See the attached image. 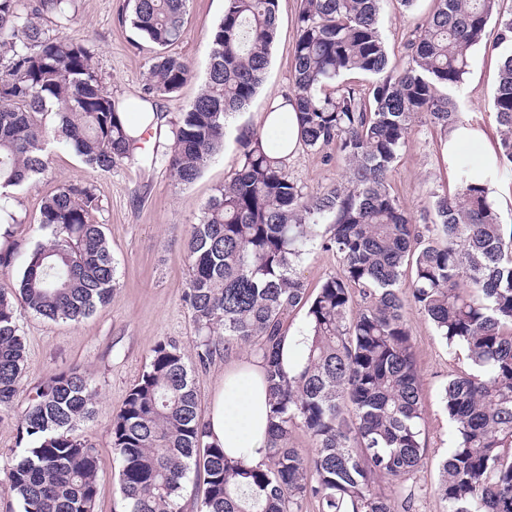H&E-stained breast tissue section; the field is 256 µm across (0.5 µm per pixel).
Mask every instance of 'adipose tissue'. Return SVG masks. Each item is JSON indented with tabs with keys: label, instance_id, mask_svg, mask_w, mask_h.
<instances>
[{
	"label": "adipose tissue",
	"instance_id": "ef3b65f1",
	"mask_svg": "<svg viewBox=\"0 0 512 512\" xmlns=\"http://www.w3.org/2000/svg\"><path fill=\"white\" fill-rule=\"evenodd\" d=\"M261 357L230 359L217 384L204 423L207 444L223 449L248 468L266 460L268 389Z\"/></svg>",
	"mask_w": 512,
	"mask_h": 512
}]
</instances>
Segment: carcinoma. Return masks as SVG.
Listing matches in <instances>:
<instances>
[{
	"instance_id": "cac0c4a2",
	"label": "carcinoma",
	"mask_w": 512,
	"mask_h": 512,
	"mask_svg": "<svg viewBox=\"0 0 512 512\" xmlns=\"http://www.w3.org/2000/svg\"><path fill=\"white\" fill-rule=\"evenodd\" d=\"M383 0H300L291 87L274 110L292 109L298 145L336 148L344 177L307 195L291 179L275 130L239 129L240 164L192 225L187 293L205 364L249 347L266 363L265 467L248 469L204 442L194 381L181 348L160 342L112 420L126 512H181L191 471L203 472L199 512H398V492L425 459L422 388L411 302L470 369L448 380L441 404L453 439L439 466L444 512H512V228L500 223L489 184L512 170V17L500 20L506 53L493 108L496 162L482 179L455 162L458 189L436 196L418 224L388 176L413 121L443 131L463 120L443 93L459 87L498 0H435L426 22L390 64L378 26ZM189 0H129L130 22L155 48L143 98L173 95L191 69L167 48L180 40ZM278 0H224L209 35L207 80L172 124L167 169L183 185L223 148L226 119L261 86L277 34ZM75 0H0V210L13 191L37 186L48 145L63 143L95 172L131 158L124 103L103 86L89 45L67 37ZM375 78L366 92L340 79ZM92 187L64 183L42 197L46 239L27 253L21 278L0 286V413L21 392L25 344L19 315L79 322L116 287ZM341 266L309 294L294 262L308 246ZM11 227L0 268L11 265ZM306 309V362L280 361L288 314ZM91 373L59 370L36 390L21 430L34 446L12 460L3 493L24 512H96L98 458L73 434L90 418ZM315 450L290 445L295 429Z\"/></svg>"
}]
</instances>
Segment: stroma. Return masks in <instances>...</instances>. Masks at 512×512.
Segmentation results:
<instances>
[{
    "label": "stroma",
    "mask_w": 512,
    "mask_h": 512,
    "mask_svg": "<svg viewBox=\"0 0 512 512\" xmlns=\"http://www.w3.org/2000/svg\"><path fill=\"white\" fill-rule=\"evenodd\" d=\"M300 0H279L278 30L265 80L243 112L230 118L223 149L190 184L177 183L166 167L172 140L168 129L145 133L142 148L109 173H96L67 147H52L49 170L32 189L16 190L8 204L14 216L16 251L8 268L0 270V284L16 282L27 251L45 234L37 224L41 199L58 183L88 184L99 201L92 218L104 227L115 267L116 288L110 303L78 322L51 321L30 312L19 317L26 346L22 391L8 415L0 417V486L8 481V462L31 445L19 428L37 386L52 373L77 367L90 371L99 388L89 420L75 429L79 439L95 448L99 458L98 512H124L119 490V466L112 450V419L127 392L149 364L153 347L175 342L194 379L198 414L207 418L213 390L224 372L225 355L200 365L198 335L186 303V243L209 199L239 166L236 128L246 124L260 130L271 97L288 92L291 49L296 39L295 17ZM434 0H383L380 29L391 62L400 63L411 32L432 13ZM127 0H76V17L68 36L87 41L95 53L98 74L112 96L139 100L144 75L155 54L130 25ZM224 15V0H190L180 40L174 53L187 60L192 78L179 93L154 99L165 120L178 118L203 87L209 67L208 37ZM512 16V0H498L493 19L472 51L468 73L460 87L450 89L468 126L482 131L497 146L500 127L492 97L503 48L498 47L499 18ZM288 172L304 193L323 191L344 173L341 159L325 160L322 153L297 149L288 157ZM392 188L404 208L423 219L436 195L457 190L455 168L448 165L447 136L440 128L415 121L408 142L389 174ZM339 269L335 253L314 246L297 265L310 292ZM412 330L423 389L426 460L404 484L414 494L411 512H443L437 495L438 465L450 446L448 416L440 403L451 375L467 371L463 351L448 350L431 322L415 307L406 310Z\"/></svg>",
    "instance_id": "1"
}]
</instances>
